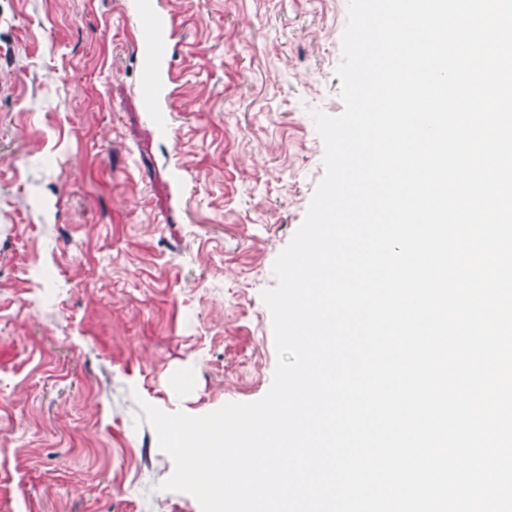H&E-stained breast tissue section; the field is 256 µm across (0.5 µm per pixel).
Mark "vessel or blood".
Listing matches in <instances>:
<instances>
[{"label":"vessel or blood","mask_w":512,"mask_h":512,"mask_svg":"<svg viewBox=\"0 0 512 512\" xmlns=\"http://www.w3.org/2000/svg\"><path fill=\"white\" fill-rule=\"evenodd\" d=\"M133 46L142 59L137 90L145 111L159 126H167L168 115L160 103L163 86L172 75L170 41L176 30L174 17L160 12L155 0H137L134 11Z\"/></svg>","instance_id":"obj_1"}]
</instances>
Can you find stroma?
Returning a JSON list of instances; mask_svg holds the SVG:
<instances>
[{
	"label": "stroma",
	"mask_w": 512,
	"mask_h": 512,
	"mask_svg": "<svg viewBox=\"0 0 512 512\" xmlns=\"http://www.w3.org/2000/svg\"><path fill=\"white\" fill-rule=\"evenodd\" d=\"M133 3L0 0V512H201L141 405L266 395L261 294L344 110L347 0H157L159 128ZM134 11V50L142 59L137 90L145 112L161 127L168 126V112L160 97L166 78L173 80L169 46L176 30L171 14L160 12L154 0L136 1Z\"/></svg>",
	"instance_id": "obj_1"
}]
</instances>
